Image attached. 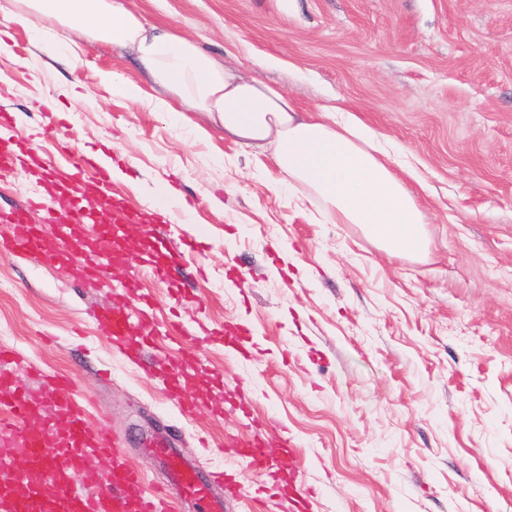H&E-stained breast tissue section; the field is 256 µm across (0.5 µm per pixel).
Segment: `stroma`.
I'll return each mask as SVG.
<instances>
[{"mask_svg": "<svg viewBox=\"0 0 512 512\" xmlns=\"http://www.w3.org/2000/svg\"><path fill=\"white\" fill-rule=\"evenodd\" d=\"M174 28L242 76L281 88L300 109L342 106L378 136L424 216V257H390L355 224H334L276 183L271 157L203 135L148 104L157 88L130 50L87 43L70 71L29 45L0 54V105L12 135L54 153L106 157L122 177V262L77 286L35 256L0 253V371L43 400L38 371L70 375L94 407L92 426L124 439V456L163 479L147 438L160 434L202 471L234 475L226 512H512V0H123ZM141 86L144 102L112 98L99 72ZM81 95L65 96L72 79ZM35 168L0 176V213L40 192ZM173 189L169 239L205 241L172 298L142 286L187 332L247 324L243 358L215 338L183 344L186 390L204 417L183 416L164 377L125 361L90 312L112 302L141 244L158 190ZM236 266L251 282L226 280ZM292 438L293 461L249 468L226 435Z\"/></svg>", "mask_w": 512, "mask_h": 512, "instance_id": "stroma-1", "label": "stroma"}]
</instances>
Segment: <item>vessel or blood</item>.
<instances>
[{"mask_svg":"<svg viewBox=\"0 0 512 512\" xmlns=\"http://www.w3.org/2000/svg\"><path fill=\"white\" fill-rule=\"evenodd\" d=\"M12 124V114L0 109V170L40 164L39 155L29 143L6 138L5 132ZM45 183L49 193L69 197L67 222L63 224V232L69 240L68 257H60L54 248L47 246L39 226L29 221L30 212L38 209L43 213L44 223L58 222L53 209L39 198L9 213L7 221L12 236L0 239V251L40 253L47 263L57 266L65 278L78 284L100 278L106 272V260L121 248L120 237L114 225L102 226L97 236V259L85 256L82 230L88 215L82 205V195L90 189L107 194L111 187L110 170L96 166L94 159L77 158L66 177L51 174ZM198 246L196 238L189 237L167 251L165 260L152 261L154 280L165 284L173 293H180V285L172 278L170 269L192 256ZM141 279V272L127 270L123 294L97 317L113 346L130 359L143 358L153 347L151 322L136 324L130 317L131 305L144 307L148 304L146 297L138 292ZM151 367L169 373L170 395L182 412L200 416L197 401L186 394L180 382L179 366L158 354ZM45 385L53 399L49 411L44 413L34 398L19 391L11 379L0 375V465L9 464L20 448L29 449L31 455L29 470L13 474L0 485V512H170L169 490H146L143 474L123 459L117 435L106 428L89 426L91 403L76 390L73 380L65 375H54L46 379ZM36 416L42 417L43 422L37 432L32 433L26 424ZM237 448L248 465L262 468L274 450L290 452L291 443L282 434L258 435L238 442ZM160 452L165 457L171 487L204 500L205 512H224L223 501L208 497L211 485L223 482V473L205 474L185 466L177 449L164 446ZM91 456L104 462L103 470L86 468L85 461Z\"/></svg>","mask_w":512,"mask_h":512,"instance_id":"vessel-or-blood-1","label":"vessel or blood"}]
</instances>
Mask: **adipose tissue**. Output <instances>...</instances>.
<instances>
[{
	"label": "adipose tissue",
	"instance_id": "ef3b65f1",
	"mask_svg": "<svg viewBox=\"0 0 512 512\" xmlns=\"http://www.w3.org/2000/svg\"><path fill=\"white\" fill-rule=\"evenodd\" d=\"M34 14L53 20L54 28L34 30ZM1 17L8 26L34 33L46 48L64 44L73 66L85 39L131 50L163 91L151 100L153 111H171L169 99L177 97L226 140L271 153L280 184L306 187L331 221L360 225L389 255L424 253L423 214L413 193L369 151L373 132L344 110L300 112L287 93L245 80L187 36L147 26L122 0H17Z\"/></svg>",
	"mask_w": 512,
	"mask_h": 512
}]
</instances>
